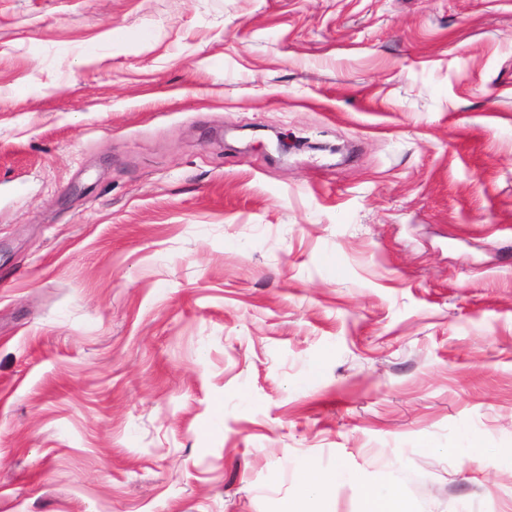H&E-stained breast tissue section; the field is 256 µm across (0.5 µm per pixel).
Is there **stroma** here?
<instances>
[{"mask_svg": "<svg viewBox=\"0 0 512 512\" xmlns=\"http://www.w3.org/2000/svg\"><path fill=\"white\" fill-rule=\"evenodd\" d=\"M511 448L512 0H0V512H512ZM348 478L349 476L345 471L337 470L334 478L326 480L323 485L317 487L313 472L308 471L304 476L303 490L308 496L317 495L319 493L321 496H327L335 489L336 484L345 481ZM404 499L383 480L366 495L365 512H410Z\"/></svg>", "mask_w": 512, "mask_h": 512, "instance_id": "obj_1", "label": "stroma"}]
</instances>
